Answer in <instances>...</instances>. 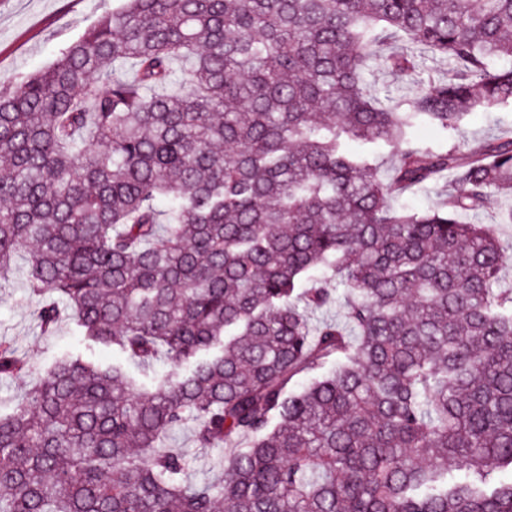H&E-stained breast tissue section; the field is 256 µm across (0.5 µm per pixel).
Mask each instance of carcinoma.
Segmentation results:
<instances>
[{
  "label": "carcinoma",
  "mask_w": 512,
  "mask_h": 512,
  "mask_svg": "<svg viewBox=\"0 0 512 512\" xmlns=\"http://www.w3.org/2000/svg\"><path fill=\"white\" fill-rule=\"evenodd\" d=\"M508 105L512 0H121L0 88V277L173 368L57 361L0 416V512H512V257L468 221L512 222V133L414 137ZM185 423L224 480L184 482ZM446 185L444 186V181L431 184L415 195L399 198V203L414 209H429L439 202L442 190L445 192L448 189Z\"/></svg>",
  "instance_id": "1"
}]
</instances>
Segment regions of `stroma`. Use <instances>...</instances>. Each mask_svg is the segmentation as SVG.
I'll return each instance as SVG.
<instances>
[{
	"instance_id": "obj_1",
	"label": "stroma",
	"mask_w": 512,
	"mask_h": 512,
	"mask_svg": "<svg viewBox=\"0 0 512 512\" xmlns=\"http://www.w3.org/2000/svg\"><path fill=\"white\" fill-rule=\"evenodd\" d=\"M116 4L117 0H0V86L11 84L20 74L51 66L65 48ZM462 127L471 140L512 129V106L470 113ZM25 270V259L17 258L10 277L0 279V340H9L29 363L27 376L0 378L1 416L11 413L15 402L60 356L77 355L99 363L122 358L117 348L80 336L71 321L62 322L53 333H43L37 319L40 300L25 288ZM164 445L183 449L188 481L217 478L212 462L223 456V448H197L190 425L172 431Z\"/></svg>"
}]
</instances>
